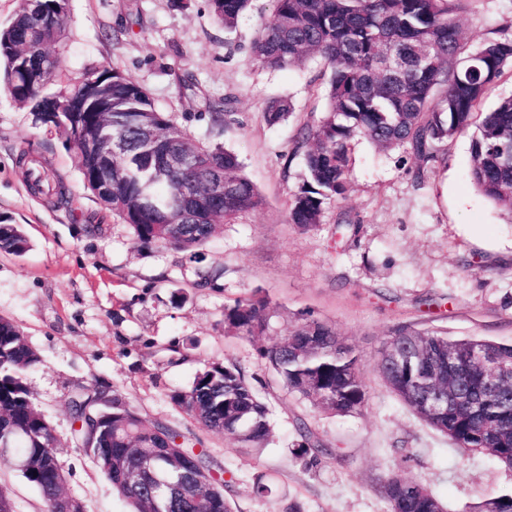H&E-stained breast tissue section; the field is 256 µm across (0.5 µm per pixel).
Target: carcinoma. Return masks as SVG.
I'll list each match as a JSON object with an SVG mask.
<instances>
[{"label":"carcinoma","mask_w":512,"mask_h":512,"mask_svg":"<svg viewBox=\"0 0 512 512\" xmlns=\"http://www.w3.org/2000/svg\"><path fill=\"white\" fill-rule=\"evenodd\" d=\"M251 0H208L214 19L232 33ZM461 0H274L272 20L252 43L254 58L271 69H287L318 57L329 70L325 106L318 123L306 131L313 142L305 155L307 178L292 194L288 223L311 231L321 223L326 204L345 195L349 186V148L365 138L382 149L408 145L422 160L434 159L448 142L477 128L471 140L470 179L474 187L512 211V96L489 112H479L482 99L512 68V39H492L466 53L457 17ZM12 26L0 29V85L21 105L33 108L44 87L26 83L13 67L19 39L32 35L59 43L69 16L54 11L52 0L24 4ZM108 113L112 133L126 141L114 165L122 172L112 199L102 200L133 232L140 248L171 247L193 257L218 227L258 208L261 195L242 173L238 155L198 142L193 171L154 168L152 147L140 131L142 113H155L158 130L182 133L157 110L142 86L112 69ZM286 99L273 100L265 120L276 124L292 113ZM29 153L17 164L34 191H43L46 175L34 179ZM224 172V208L201 224H174L184 192L198 189L214 171ZM30 248L23 228L0 222V251L21 255ZM197 285L213 288L221 271H197ZM270 301L253 293L224 307V333L254 338L270 329ZM479 346L498 363L512 366V344L478 337L449 338L435 331L397 326L381 351L378 369L390 391L426 424L445 434L465 452L485 453L512 464V379L487 391L484 372L472 356ZM454 356L437 382L426 383L430 369ZM261 357L284 387L310 399L326 412L360 413L367 394L360 356L316 319L304 321L261 350ZM40 363L21 328L0 317V443L12 448L21 477L40 493L45 512H56L57 494L65 481L49 421L34 402L27 373ZM441 393L453 405L432 417L425 402ZM172 403L209 431H217L240 449L262 448L270 435L267 406L257 397L245 371L236 363H211L191 384L171 394ZM80 447L92 446L97 468L132 512H231L225 498L224 471L205 452L197 460L200 478L215 472L209 483L179 481L177 465L194 453L181 434L161 421L147 422L122 396L100 383L75 392L68 401ZM299 457L311 463L326 452L307 427L299 428ZM144 448L160 449L152 463L139 457ZM171 475L167 485H154L157 469ZM138 472L133 482L126 472ZM380 493L391 512H433L439 499L418 483L406 480L400 494L391 481ZM467 512H512V489L469 506Z\"/></svg>","instance_id":"obj_1"}]
</instances>
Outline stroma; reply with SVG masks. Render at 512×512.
Instances as JSON below:
<instances>
[{
    "mask_svg": "<svg viewBox=\"0 0 512 512\" xmlns=\"http://www.w3.org/2000/svg\"><path fill=\"white\" fill-rule=\"evenodd\" d=\"M272 0H252L236 31L225 33L207 0H69L59 46L64 70L55 93L87 72L117 68L151 94L158 110L202 141V112L223 102L217 139L234 151L262 205L223 225L197 259L165 247L134 245L129 226L85 189L74 148L0 87V219L21 225L31 248L0 254V316L24 332L41 362L28 374L56 437L64 490L87 512H130L77 444L68 409L75 390L108 384L149 422L182 433L224 468L232 512H390L379 487L391 476L416 482L448 512L512 489V470L483 453L459 450L388 389L377 361L400 324L447 336L512 342V214L472 185L470 135L433 161L410 147L350 146L349 188L310 232L288 222L305 175L303 133L325 104L323 66L313 59L282 71L251 53ZM467 49L512 39V0H466L460 14ZM291 100L292 114L270 125L267 104ZM31 151L69 197L31 194L16 167ZM357 224L356 235L340 223ZM222 269L219 287L197 285L199 266ZM274 314L260 340L224 333V308L253 292ZM312 316L331 325L360 355L367 403L361 413H327L288 392L260 357V345ZM232 361L269 408L264 448L243 451L201 428L170 400L195 373ZM307 427L328 452L316 465L292 454ZM271 492H253L259 475ZM0 491L14 512H44L43 501L0 459Z\"/></svg>",
    "mask_w": 512,
    "mask_h": 512,
    "instance_id": "35a3bbf8",
    "label": "stroma"
}]
</instances>
